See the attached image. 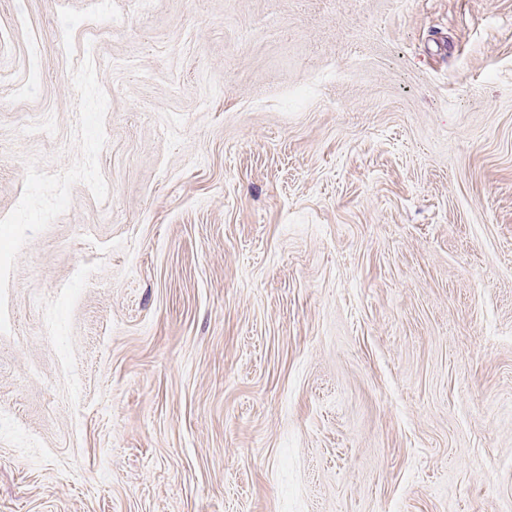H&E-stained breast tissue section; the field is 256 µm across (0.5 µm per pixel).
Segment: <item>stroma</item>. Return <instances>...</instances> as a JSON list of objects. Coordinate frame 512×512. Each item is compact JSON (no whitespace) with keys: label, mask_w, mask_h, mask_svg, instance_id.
<instances>
[{"label":"stroma","mask_w":512,"mask_h":512,"mask_svg":"<svg viewBox=\"0 0 512 512\" xmlns=\"http://www.w3.org/2000/svg\"><path fill=\"white\" fill-rule=\"evenodd\" d=\"M94 3L0 0V512H512V0Z\"/></svg>","instance_id":"stroma-1"}]
</instances>
